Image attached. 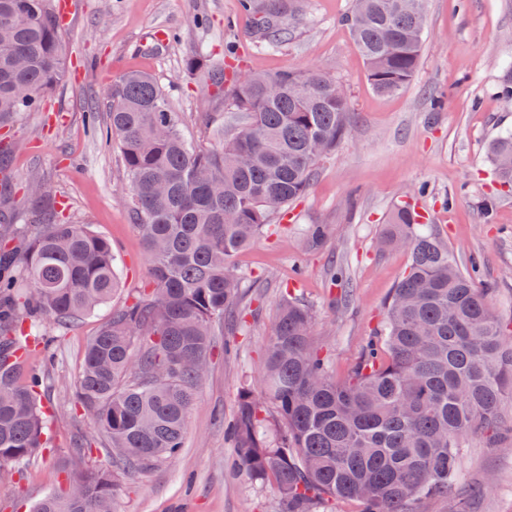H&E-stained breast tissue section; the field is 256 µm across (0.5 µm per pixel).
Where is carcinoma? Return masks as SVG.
<instances>
[{
    "instance_id": "carcinoma-1",
    "label": "carcinoma",
    "mask_w": 512,
    "mask_h": 512,
    "mask_svg": "<svg viewBox=\"0 0 512 512\" xmlns=\"http://www.w3.org/2000/svg\"><path fill=\"white\" fill-rule=\"evenodd\" d=\"M299 0H241L255 36L284 42ZM427 0H353L345 22L375 93L414 79L425 44ZM69 65L48 0H0V126L40 110ZM212 142L182 132L168 95L146 73L112 84L109 126L130 183L131 205L152 263V287L112 312L87 342L74 400L102 432L111 468H81L72 448L66 492L33 512H112L118 476L148 469L183 448L188 410L225 318L248 307L251 285L235 257L302 198L318 162L350 127L349 96L318 68L236 73ZM494 180L512 191V132L487 145ZM29 195L56 203L40 178ZM0 225V474L46 447L43 376L32 366L64 327L108 303L118 287L111 243L84 224H49L20 211ZM385 242L409 264L392 289L379 336L338 382L311 341L312 310L285 293L274 316L258 385L244 382L229 432L238 465L273 479L283 512L315 499L353 501L358 512H420L452 488L459 450L472 434L512 441V322L498 320L491 287L459 268L437 233L421 230L407 203ZM26 352L3 359L6 349Z\"/></svg>"
}]
</instances>
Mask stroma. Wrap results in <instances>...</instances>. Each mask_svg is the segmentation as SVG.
Wrapping results in <instances>:
<instances>
[{
    "instance_id": "obj_1",
    "label": "stroma",
    "mask_w": 512,
    "mask_h": 512,
    "mask_svg": "<svg viewBox=\"0 0 512 512\" xmlns=\"http://www.w3.org/2000/svg\"><path fill=\"white\" fill-rule=\"evenodd\" d=\"M60 44L77 75L49 94V111L23 113L7 130L17 142L5 170L16 192L9 208L33 209L27 186L43 177L57 192L62 215L112 243L120 286L110 304L63 328L44 362L49 445L0 476V512H31L63 487L67 449L87 441L85 463L108 466L101 434L74 406L84 346L113 309L133 299L151 274L142 236L127 202L129 184L116 146L88 125V104L107 123L106 94L113 81L139 70L154 76L182 118L185 137L206 139L205 116L224 109L210 76L235 49L239 71L274 73L317 67L345 86L353 112L346 138L320 161L308 192L271 232L241 251L239 271L260 280L246 323L237 327L234 355L216 337L207 374L189 410L180 455L124 475L114 512H281L271 481L234 470L224 423L236 413L240 386L255 381L265 363L276 309L291 291L315 312L312 340L344 380L382 321V308L409 255L379 242L408 190L426 187L416 203L426 224L453 249L460 264L482 261L481 282L492 285L491 305L512 320V193H496L486 157L488 141L512 130V107L500 96L512 69V0H428L426 48L413 81L389 96L376 94L343 18L351 0H302L280 50L262 49L240 0H72ZM161 50L146 44L158 30ZM199 69L185 66L199 49ZM442 97L431 109V95ZM495 196L492 221L482 202ZM327 238L307 244L309 225ZM456 494L431 500L423 512H456L457 493L474 492L472 512H512V444L486 446L480 436L463 442Z\"/></svg>"
}]
</instances>
